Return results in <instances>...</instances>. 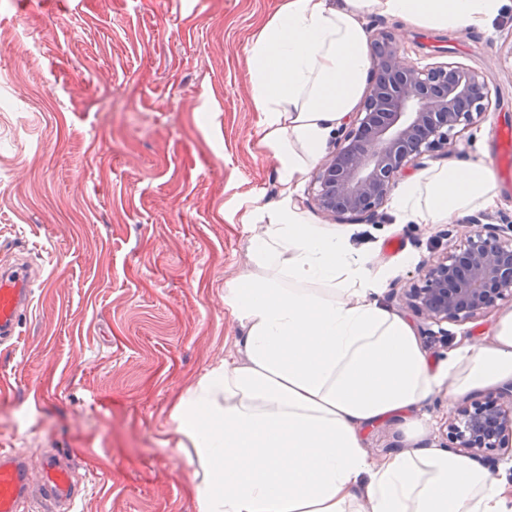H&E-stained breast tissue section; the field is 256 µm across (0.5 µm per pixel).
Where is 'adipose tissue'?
<instances>
[{
    "label": "adipose tissue",
    "mask_w": 512,
    "mask_h": 512,
    "mask_svg": "<svg viewBox=\"0 0 512 512\" xmlns=\"http://www.w3.org/2000/svg\"><path fill=\"white\" fill-rule=\"evenodd\" d=\"M502 0H280L252 40L248 71L260 153L281 198L236 205L252 225L250 268L224 288L242 329L173 412L193 449L198 512H512V490L467 457L419 447L421 408L512 384V310L481 342L430 363L414 327L380 295L389 276L344 233L290 198L354 111L369 67L370 12L437 31L489 25ZM498 191L479 164L432 167L403 184L404 221L438 224ZM400 422L407 448L373 461L362 432Z\"/></svg>",
    "instance_id": "obj_1"
}]
</instances>
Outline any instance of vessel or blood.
<instances>
[{
  "instance_id": "1",
  "label": "vessel or blood",
  "mask_w": 512,
  "mask_h": 512,
  "mask_svg": "<svg viewBox=\"0 0 512 512\" xmlns=\"http://www.w3.org/2000/svg\"><path fill=\"white\" fill-rule=\"evenodd\" d=\"M41 283L40 270L26 259L0 268V346L16 343L21 319L30 312ZM81 494L72 463L65 457L46 459L35 485L17 452L0 453V512H19L22 504L35 498L45 504V512H74Z\"/></svg>"
}]
</instances>
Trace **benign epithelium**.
Returning <instances> with one entry per match:
<instances>
[{"instance_id":"benign-epithelium-1","label":"benign epithelium","mask_w":512,"mask_h":512,"mask_svg":"<svg viewBox=\"0 0 512 512\" xmlns=\"http://www.w3.org/2000/svg\"><path fill=\"white\" fill-rule=\"evenodd\" d=\"M363 105L313 176L314 201L331 220L362 221L387 201L395 178L416 158L453 152L458 134L491 108L485 76L461 63L420 69L401 55L396 39L375 31ZM421 284L404 289L405 304L431 323H463L512 300V238L495 225L471 230L462 244L423 264ZM508 402L448 409L452 447L476 454L512 441Z\"/></svg>"}]
</instances>
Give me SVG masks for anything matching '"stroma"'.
<instances>
[{"instance_id": "35a3bbf8", "label": "stroma", "mask_w": 512, "mask_h": 512, "mask_svg": "<svg viewBox=\"0 0 512 512\" xmlns=\"http://www.w3.org/2000/svg\"><path fill=\"white\" fill-rule=\"evenodd\" d=\"M276 0H0V261L44 272L15 347L0 348V451L31 469L72 459L87 487L76 512H197L194 452L177 447L185 391L234 355L241 334L224 287L248 262L239 200L280 196L255 152L248 51ZM424 68L483 73L492 108L455 152L408 169L492 163L512 127V0L485 28L429 31L369 13ZM495 207L407 224L392 205L344 222L353 248L392 274L381 295L434 361L496 318L434 324L401 301L422 260L478 224L512 225V180ZM399 251L385 248L389 240ZM412 264H403V257Z\"/></svg>"}]
</instances>
